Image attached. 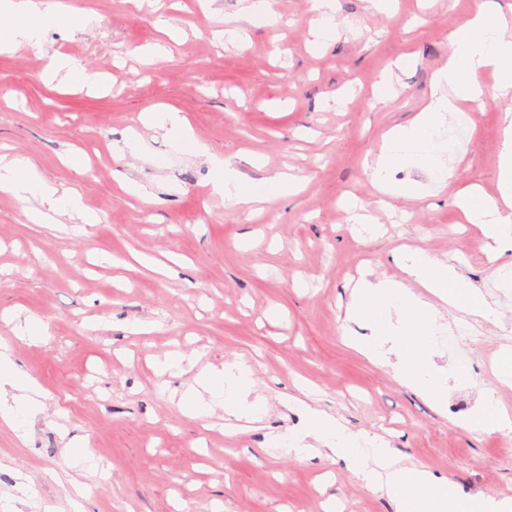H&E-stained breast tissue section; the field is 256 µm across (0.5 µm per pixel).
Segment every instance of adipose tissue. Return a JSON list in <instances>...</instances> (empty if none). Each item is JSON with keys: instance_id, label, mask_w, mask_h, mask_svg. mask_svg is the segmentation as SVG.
<instances>
[{"instance_id": "obj_1", "label": "adipose tissue", "mask_w": 512, "mask_h": 512, "mask_svg": "<svg viewBox=\"0 0 512 512\" xmlns=\"http://www.w3.org/2000/svg\"><path fill=\"white\" fill-rule=\"evenodd\" d=\"M52 19L74 27L86 26L83 17L63 14L55 0H0V52L26 45L39 47L42 21ZM450 51L434 74L430 102L408 123L392 127L382 136L371 176L379 190L391 197L410 196V185L396 182L400 166L433 169L439 185L452 176L442 161L445 126L466 120V110L487 90L512 95V24L494 0H473L471 11L456 21L449 34ZM145 125L160 129L173 148L209 157L214 168L211 191L229 208L245 210L255 203H271L295 193L296 176L281 171L242 182L231 159L212 156L198 140L188 120L177 112H148ZM0 193L24 201L26 216L35 224H52L61 216L81 211L87 224L96 214L82 211L77 190L57 193L30 169L24 159L0 155ZM454 204L469 223L479 225L489 260L512 250V118L504 120L499 159V195L490 198L474 187L456 191ZM393 259L407 282L361 279L348 309L351 321L368 329L357 337L355 348L371 362L391 367L394 378L422 392L437 406H445L449 379L463 372H448L434 361L432 338L437 331L434 301L488 322L497 321L495 303L456 272L453 265L419 247H403ZM196 391L183 393L187 414H209L219 404L235 419H257L260 402L250 400L255 370L245 361L225 362L223 368L197 374ZM43 389L29 375L16 370L7 345L0 344V421L13 424L30 418L43 406ZM287 403L301 418V426L286 435L268 438L270 447L296 460L318 455L344 460L362 486L386 496L395 512H512V498L490 493L462 495L447 478L427 468L402 462L389 441L379 434L355 432L342 421L305 400L291 396ZM470 430L512 432V414L501 408L492 391L481 393L477 404L460 422Z\"/></svg>"}]
</instances>
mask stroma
<instances>
[{"mask_svg":"<svg viewBox=\"0 0 512 512\" xmlns=\"http://www.w3.org/2000/svg\"><path fill=\"white\" fill-rule=\"evenodd\" d=\"M88 17L75 29L42 25L41 46L0 54V146L26 157L58 190L77 188L100 221L64 233L29 223L25 205L0 194V342L16 368L43 388L44 409L16 430L0 422V505L12 512H323L327 496L342 512H394L364 489L342 460L298 462L267 449L297 416L279 402L296 380L318 405L354 431L379 433L406 462L448 478L460 492L512 498V434L466 430L456 423L479 393L494 390L512 412V385L498 369L512 351V292L499 294L484 237L454 205L455 187L498 195L501 117L512 97L487 94L469 122L445 134L443 162L452 184L438 189L426 167L395 171L415 197L378 205L368 176L382 134L410 121L427 103L434 72L450 50L449 31L472 0H393L388 13L371 0H338L336 39L311 52L309 0H273L277 27L247 24V0H62ZM165 16L185 38L168 60L146 67L135 51L159 41ZM243 28V44L215 46L217 20ZM80 61L84 83L46 75L52 56ZM390 73L381 102L372 88ZM186 116L213 155L232 159L241 180L286 170L297 194L253 219L211 193L207 158L175 151L161 133L140 127L141 113ZM139 155L112 145L131 127ZM145 186L126 196L116 173ZM367 204L383 227L359 240L340 207L344 196ZM418 246L447 259L500 305L499 322L468 337L467 383L449 382L448 405L396 382L388 369L350 347L347 317L359 278L404 279L395 249ZM147 255L146 267L136 258ZM47 326L44 341L17 336L26 317ZM152 325L131 336L132 322ZM196 352L193 368L162 378L152 362ZM242 358L266 400L262 421L224 432L223 409L194 418L180 405L197 373ZM86 441L90 460L72 468L66 446ZM28 479L34 494L18 491Z\"/></svg>","mask_w":512,"mask_h":512,"instance_id":"stroma-1","label":"stroma"}]
</instances>
